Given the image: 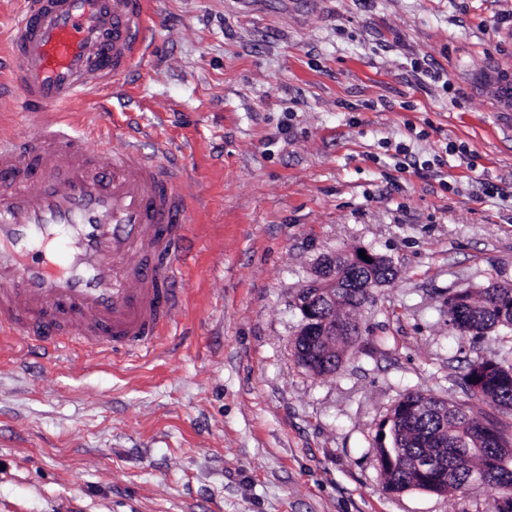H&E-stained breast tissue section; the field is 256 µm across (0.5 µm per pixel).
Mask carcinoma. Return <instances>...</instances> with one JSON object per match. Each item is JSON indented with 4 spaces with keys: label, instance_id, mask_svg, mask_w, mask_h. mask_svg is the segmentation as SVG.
<instances>
[{
    "label": "carcinoma",
    "instance_id": "1",
    "mask_svg": "<svg viewBox=\"0 0 512 512\" xmlns=\"http://www.w3.org/2000/svg\"><path fill=\"white\" fill-rule=\"evenodd\" d=\"M373 274L362 268L342 270L344 288L341 302L336 305V319H345L352 328L336 330L328 340L336 345V355L320 359L312 353L311 344L305 338L294 343L293 355L299 366L315 375L335 372L348 349L358 342L357 310L372 302V289L366 287L369 277H374V286L390 283L396 270L385 256ZM512 306V287L491 285L474 297V290L461 288L448 295V317L452 330L462 335L481 337L491 331H500L503 338L512 335V316L503 309ZM512 363L494 358H482L467 363L462 383L467 393L488 404L494 410L512 411ZM389 427L395 429L396 440L406 453L414 458H427L439 454L435 448L443 442L448 450V473L444 474V491L447 493L465 490L466 476L478 473L485 466V454L478 448H490L494 453L512 450V437L504 436L495 417L488 413H476L466 405L448 403V409L437 410L420 419H409L394 415ZM504 466L487 473L482 484L492 485L501 491L495 501L494 512H512V456L502 459ZM412 470L397 475L385 474L388 490L401 493L415 489Z\"/></svg>",
    "mask_w": 512,
    "mask_h": 512
}]
</instances>
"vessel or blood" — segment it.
<instances>
[{
	"label": "vessel or blood",
	"mask_w": 512,
	"mask_h": 512,
	"mask_svg": "<svg viewBox=\"0 0 512 512\" xmlns=\"http://www.w3.org/2000/svg\"><path fill=\"white\" fill-rule=\"evenodd\" d=\"M148 0H21L10 80L26 109L64 108L146 53ZM0 335L56 352H153L193 259L192 206L165 145L154 158L85 133L1 139Z\"/></svg>",
	"instance_id": "b4317fda"
}]
</instances>
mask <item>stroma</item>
<instances>
[{"instance_id":"35a3bbf8","label":"stroma","mask_w":512,"mask_h":512,"mask_svg":"<svg viewBox=\"0 0 512 512\" xmlns=\"http://www.w3.org/2000/svg\"><path fill=\"white\" fill-rule=\"evenodd\" d=\"M145 26L150 53L71 108L0 89V138L161 139L196 203L159 351L0 346V512H493L487 485L388 491L375 436L400 394L469 402L467 362L512 353L447 303L512 287V0H149ZM355 248L397 276L317 376L294 297Z\"/></svg>"}]
</instances>
